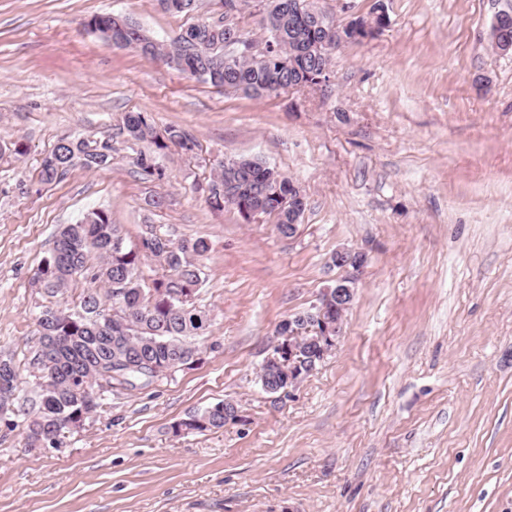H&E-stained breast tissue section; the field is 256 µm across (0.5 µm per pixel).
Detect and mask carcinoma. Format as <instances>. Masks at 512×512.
Wrapping results in <instances>:
<instances>
[{
	"mask_svg": "<svg viewBox=\"0 0 512 512\" xmlns=\"http://www.w3.org/2000/svg\"><path fill=\"white\" fill-rule=\"evenodd\" d=\"M296 0H272L265 23L261 25L269 41V58L239 54L231 59L230 72L206 71L205 62L224 57V19L199 21L184 33L200 36L199 49L179 39L168 44L153 42L142 47L133 23L112 33V47L138 48L151 57H159L178 70L226 92L262 97L267 92L288 91V87H312L319 79H328L333 56L306 51L322 38L321 30L297 13L288 12ZM125 141L145 142L165 150L174 145L186 153L197 147L196 137L175 126L158 132L142 112H128L119 127ZM111 140L95 146L71 136L60 138L41 164L44 183L61 180L76 164L87 169H106L112 163ZM133 164L142 178L162 182L163 168L154 157L141 152ZM291 180L271 167L241 158L218 162L206 187L200 188L205 202L214 210L226 208L224 192L233 197V209L249 224L255 216L268 217L279 233L288 235V225L299 222L302 213L289 210ZM209 250L200 238L191 244L177 243L162 228L150 225L137 249L127 248L110 215L94 211L79 224H67L59 232L53 251L38 268L33 287L50 298L37 316L38 348L32 367L43 371V355L50 340L55 351L54 375L41 376L32 406L23 413L24 440L29 448H54L62 444L65 433L80 427L109 396L131 391L128 379L149 376L146 387L165 376L170 363L179 360L194 364L200 355L198 332L210 322L209 312L196 302H181L179 297L196 294L202 268L197 258ZM150 261L159 274L147 283L138 275L142 262ZM89 279L80 303L62 306L53 298L64 294L78 279ZM130 357L139 369L116 365ZM19 369L10 356L0 355V406L9 408L18 399ZM236 407L219 401L187 419L190 433L224 428L236 418Z\"/></svg>",
	"mask_w": 512,
	"mask_h": 512,
	"instance_id": "carcinoma-1",
	"label": "carcinoma"
}]
</instances>
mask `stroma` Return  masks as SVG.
Wrapping results in <instances>:
<instances>
[{"label": "stroma", "instance_id": "1", "mask_svg": "<svg viewBox=\"0 0 512 512\" xmlns=\"http://www.w3.org/2000/svg\"><path fill=\"white\" fill-rule=\"evenodd\" d=\"M388 26L343 47L330 81L248 97L87 26L120 14L158 42L219 16L159 0H0V354L33 397L32 278L64 224L95 210L128 247L146 225L206 239L197 305L212 325L190 368L112 396L61 447L0 425V512H512V55L491 50L499 0H383ZM192 132L195 153L125 142V113ZM111 140L104 170L54 184L59 138ZM154 153L167 178L143 180ZM259 159L296 180L293 236L203 200L217 160ZM163 197L153 207L154 197ZM367 256L343 335L284 395L257 371L279 324ZM236 419L176 436L219 401ZM133 164L143 179L157 182H163L166 179L165 170L156 164L154 157L150 154L140 152L133 159Z\"/></svg>", "mask_w": 512, "mask_h": 512}]
</instances>
